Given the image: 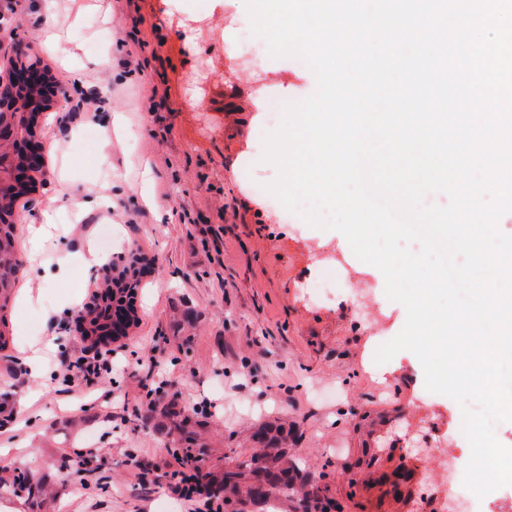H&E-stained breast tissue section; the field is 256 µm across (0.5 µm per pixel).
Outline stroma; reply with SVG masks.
<instances>
[{"label": "stroma", "instance_id": "stroma-1", "mask_svg": "<svg viewBox=\"0 0 512 512\" xmlns=\"http://www.w3.org/2000/svg\"><path fill=\"white\" fill-rule=\"evenodd\" d=\"M51 45L42 15L25 7L21 37L50 77L70 83L71 52L87 62L86 81L105 90L126 130L75 157L62 117L38 121L41 144L57 142L48 180L20 197L19 283L28 303L0 309V468L26 471L40 496L0 492V512H160L170 503L178 464L160 421L141 424L149 397L194 409L201 466L220 476L249 457L253 433L274 424L292 430L288 457L310 471L323 496L343 512H435L420 503L427 483L444 490V458L470 454L455 436L459 404L427 392L417 356L398 352L386 367L373 352L402 330L407 312L388 299L385 279L360 261L340 232L289 213L272 195L253 193L237 171L255 163L273 180L252 132L266 103L316 90L312 71L272 68L239 56L236 20L245 0H55ZM115 70L94 67L102 33ZM111 181L113 208L74 222L70 202ZM49 211L56 229L39 259L46 277L31 279L26 217ZM126 227V260L149 271L136 288L137 325L115 342L110 375L66 391L64 356L87 347L76 316L93 304L99 266L62 264L84 239L106 242L104 228ZM340 268L345 289L327 301L309 283ZM74 299L69 317L54 310ZM39 354L42 376L25 364ZM159 366L146 375L140 363ZM414 473L401 497L382 484L397 467Z\"/></svg>", "mask_w": 512, "mask_h": 512}]
</instances>
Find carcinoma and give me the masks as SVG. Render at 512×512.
Returning <instances> with one entry per match:
<instances>
[{"instance_id": "1", "label": "carcinoma", "mask_w": 512, "mask_h": 512, "mask_svg": "<svg viewBox=\"0 0 512 512\" xmlns=\"http://www.w3.org/2000/svg\"><path fill=\"white\" fill-rule=\"evenodd\" d=\"M17 225L0 223V288L4 289L3 298H8L15 281L17 261L14 258V244ZM129 269H122L117 275L107 280L101 289L95 306L84 312L82 338L92 345H106L112 340L110 335L109 312L112 305L122 301L130 289ZM148 414L142 417L146 424L153 419L154 413H159L166 421L169 432L179 434V441L187 444L193 441V432L187 427L189 416L177 405L170 403L157 408L155 400H149ZM253 438L261 445V450L249 459L224 469L221 478H214L209 472H202L199 459L193 455L187 446L174 447V456L181 464L192 466L208 483L214 485L215 494L224 498V505H231L245 497L255 507L267 504L275 495L294 496L298 508L302 512H316L321 499L313 484L312 474L288 459L286 437L262 427L256 431Z\"/></svg>"}]
</instances>
